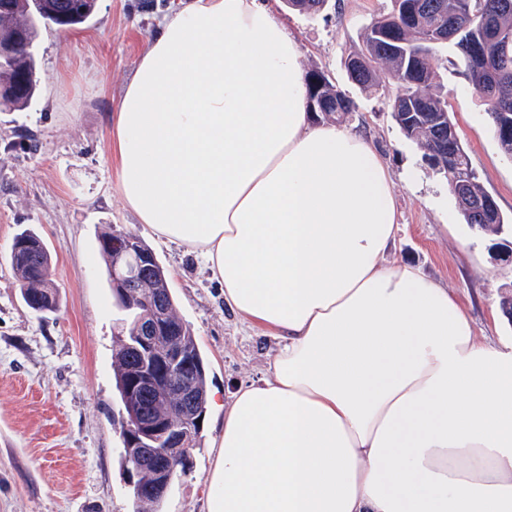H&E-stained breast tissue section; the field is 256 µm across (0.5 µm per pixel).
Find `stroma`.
<instances>
[{
    "mask_svg": "<svg viewBox=\"0 0 512 512\" xmlns=\"http://www.w3.org/2000/svg\"><path fill=\"white\" fill-rule=\"evenodd\" d=\"M98 0L86 23L41 29L35 43L38 90L30 105L0 111V512H133L121 463L120 400L112 347L124 313L109 288L98 236L115 225L142 238L164 267L178 315L190 324L207 363L209 393L231 399L261 378L276 341L242 322L185 249L155 238L120 195L111 156L110 116L138 57L173 0ZM390 0H330L315 16L275 0L301 50L304 71L328 73L349 88L344 62L362 44L373 15ZM456 50L435 63L456 131L505 217H512V160L468 87ZM394 88L354 93L344 125L365 135L393 173L398 222L392 259L417 266L448 287L478 335L512 340L498 300L512 286V264L495 262L489 241L464 224L447 181L433 172L391 117ZM37 232L53 255L58 310L39 315L22 302L10 263L14 235ZM222 408L208 406L203 441L176 477L162 512H206L214 440Z\"/></svg>",
    "mask_w": 512,
    "mask_h": 512,
    "instance_id": "1",
    "label": "stroma"
}]
</instances>
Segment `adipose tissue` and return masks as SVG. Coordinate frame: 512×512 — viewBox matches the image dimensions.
I'll list each match as a JSON object with an SVG mask.
<instances>
[{
	"label": "adipose tissue",
	"mask_w": 512,
	"mask_h": 512,
	"mask_svg": "<svg viewBox=\"0 0 512 512\" xmlns=\"http://www.w3.org/2000/svg\"><path fill=\"white\" fill-rule=\"evenodd\" d=\"M306 100L267 0H190L113 115L126 206L276 340L224 406L207 512H512V342L389 262V167Z\"/></svg>",
	"instance_id": "1"
}]
</instances>
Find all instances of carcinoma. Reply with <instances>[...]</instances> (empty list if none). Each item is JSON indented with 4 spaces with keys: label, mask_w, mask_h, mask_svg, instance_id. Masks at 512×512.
Returning a JSON list of instances; mask_svg holds the SVG:
<instances>
[{
    "label": "carcinoma",
    "mask_w": 512,
    "mask_h": 512,
    "mask_svg": "<svg viewBox=\"0 0 512 512\" xmlns=\"http://www.w3.org/2000/svg\"><path fill=\"white\" fill-rule=\"evenodd\" d=\"M323 0H288V8L302 14H317ZM0 44L14 43L11 54L0 65V106L25 107L37 92V62L33 52L39 29L46 25L73 27L88 21L97 0H45L51 10L33 23V0H0ZM387 13L373 16L363 35V47L347 56L352 67L348 80L366 95L383 88L382 78L398 83L392 119L400 132L413 142L423 157L434 160L432 168L448 183L464 223L503 241L507 220L473 169L448 111V94L433 65L438 46L452 44L463 66L462 75L485 106L490 130L501 153L512 159V0H391ZM308 99L324 104L313 114L317 122H335L355 111L356 104L346 91L323 71L306 75ZM119 242L131 260L139 253L153 254L139 236L113 228L98 237V249L105 262L110 288L117 306L126 313L128 326L113 348V370L120 398V436L123 464L132 473L131 496L134 512H161L169 486L159 482L155 468L144 452L128 442L131 412L126 387L144 363L133 348L152 320L154 309L161 314L160 331L179 341L188 360L180 379L192 387L193 403L180 410L171 388L158 381L138 395L140 409L157 420L183 430L190 448L201 447L202 427L194 418L206 412L207 365L196 338L175 310L164 268L160 263L139 277L135 287L125 288L111 274L118 262L112 240ZM52 254L32 230L18 232L11 245V263L21 297L34 312L47 313L59 306L56 288L49 276Z\"/></svg>",
    "instance_id": "1"
}]
</instances>
